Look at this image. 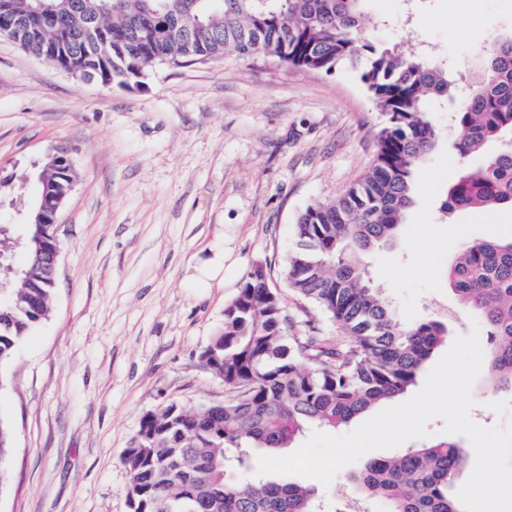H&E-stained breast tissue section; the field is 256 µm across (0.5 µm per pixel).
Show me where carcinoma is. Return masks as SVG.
I'll return each mask as SVG.
<instances>
[{
    "mask_svg": "<svg viewBox=\"0 0 512 512\" xmlns=\"http://www.w3.org/2000/svg\"><path fill=\"white\" fill-rule=\"evenodd\" d=\"M366 0H47L41 38L23 49L74 76L119 84L157 65L270 56L310 72L347 67L381 116L369 170L344 193L297 217L287 288L336 328L301 336L257 265L224 307V325L201 354L224 381V400L171 403L145 416L124 463L132 512H340L311 485L231 482L255 468L256 450L289 447L306 429L351 423L415 385L448 329L436 318L405 323L369 282L364 256L397 240L414 203L415 173L438 141L434 108L456 104L458 154L484 153L448 186L445 212L512 208V31L479 51L480 75L456 73L422 52L382 44L362 28ZM497 149L488 152L486 147ZM29 227L25 274L0 290V362L53 305L52 271ZM448 284L482 323L493 385L512 395V237L466 243ZM468 458L458 441L373 459L351 475L359 512H464L452 487Z\"/></svg>",
    "mask_w": 512,
    "mask_h": 512,
    "instance_id": "cac0c4a2",
    "label": "carcinoma"
}]
</instances>
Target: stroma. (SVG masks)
Segmentation results:
<instances>
[{
  "label": "stroma",
  "instance_id": "35a3bbf8",
  "mask_svg": "<svg viewBox=\"0 0 512 512\" xmlns=\"http://www.w3.org/2000/svg\"><path fill=\"white\" fill-rule=\"evenodd\" d=\"M405 0H369L367 34L403 39ZM418 38L460 71L512 28V0H414ZM484 19L480 38L462 18ZM437 150L421 165L396 245L365 257L382 296L408 323L441 317L449 338L477 319L456 301L450 261L490 236L484 212L442 214L460 167L459 132L438 112ZM381 117L348 68L324 75L233 54L159 66L105 86L59 71L0 38V224L24 223L38 173L65 155L74 184L54 226V304L0 365V419L12 444L0 512H131L122 457L144 416L223 399L201 353L255 264L295 321L323 319L281 273L295 217L331 200L370 167ZM224 241V285L197 297L183 285L192 257ZM471 419L512 421V396L486 374Z\"/></svg>",
  "mask_w": 512,
  "mask_h": 512
}]
</instances>
